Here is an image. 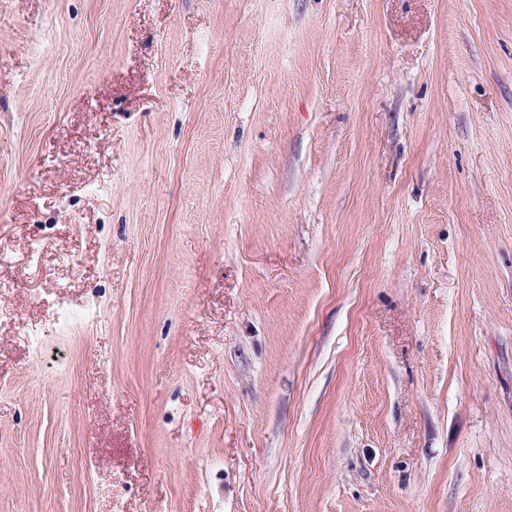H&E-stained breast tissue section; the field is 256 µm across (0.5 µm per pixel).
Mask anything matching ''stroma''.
Here are the masks:
<instances>
[{
	"instance_id": "obj_1",
	"label": "stroma",
	"mask_w": 512,
	"mask_h": 512,
	"mask_svg": "<svg viewBox=\"0 0 512 512\" xmlns=\"http://www.w3.org/2000/svg\"><path fill=\"white\" fill-rule=\"evenodd\" d=\"M1 254L0 512H512V0H0Z\"/></svg>"
}]
</instances>
